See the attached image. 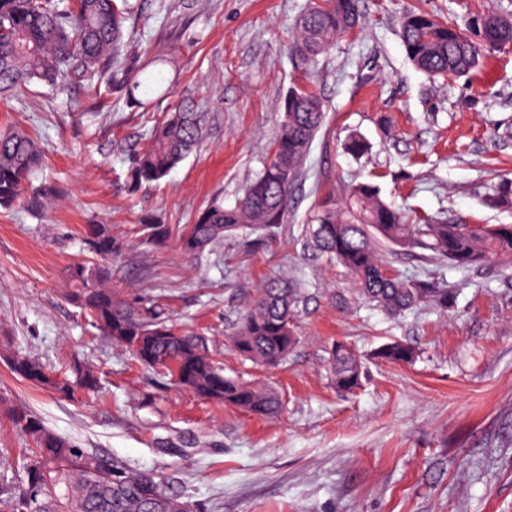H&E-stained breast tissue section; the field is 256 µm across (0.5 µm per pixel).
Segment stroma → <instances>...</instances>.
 <instances>
[{"label":"stroma","instance_id":"35a3bbf8","mask_svg":"<svg viewBox=\"0 0 512 512\" xmlns=\"http://www.w3.org/2000/svg\"><path fill=\"white\" fill-rule=\"evenodd\" d=\"M130 4L122 55L159 76L141 107L101 99L79 76L59 90L33 83L0 96V131L24 130L41 146L31 184L46 201L39 212L0 208V478H25L30 441L10 417L22 408L81 447L173 478L204 512H512V262L457 269L387 253L404 274L461 289L448 311L392 318L306 237L321 200L360 181L413 221L512 224V206L487 204L512 181V49L433 82L400 37L410 5L462 26L484 11L512 17V0H359L361 28L337 40L312 80L289 53L310 0ZM147 47L168 65H151ZM307 84L325 123L275 233L244 228L200 257L174 239L139 246L145 216L178 231L213 199L234 206L263 166L287 90ZM184 102L208 115L204 143L160 181L133 185L149 131ZM353 135L370 146L359 159L344 148ZM89 224L111 225L122 244L105 264L119 300L207 336L225 374L275 389L280 412L205 401L100 335L69 299V267L96 261L82 244ZM274 276L297 284L301 302L299 343L273 368L242 360L227 338ZM392 339L413 345L415 362L374 359ZM337 342L364 358L352 393L331 382ZM11 355L82 364L102 391L61 397L16 376Z\"/></svg>","mask_w":512,"mask_h":512}]
</instances>
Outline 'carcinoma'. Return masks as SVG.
Returning <instances> with one entry per match:
<instances>
[{"label":"carcinoma","instance_id":"cac0c4a2","mask_svg":"<svg viewBox=\"0 0 512 512\" xmlns=\"http://www.w3.org/2000/svg\"><path fill=\"white\" fill-rule=\"evenodd\" d=\"M357 2H311L291 41L300 68H315L339 37L359 26ZM128 9L127 0H0V95L19 93L34 81L61 88L77 74L104 84L109 96L141 103L137 93L150 87L151 78L138 79L119 55ZM401 38L419 70L432 78L459 77L476 69L485 53L512 46V19L483 13L461 28L414 8L402 17ZM323 117L322 100L313 87L288 90L269 157L238 204L226 208L216 201L182 231L179 240L193 241V255L212 251L245 225L262 233L283 223L288 197ZM206 125V114L188 106L172 113L136 158L132 182L164 178L203 141ZM40 162L41 151L31 137L19 131L0 132V207L21 197ZM488 203L512 206V181L499 184ZM314 223L313 244L351 274L368 304L389 316L421 306L446 311L455 304L458 289L442 280L401 274L383 259L384 247L428 251L462 269L512 258L511 224H488L483 234L441 218L414 224L385 202L371 181L349 186L340 197L323 201ZM169 236L164 224H144L139 243L155 249ZM84 243L89 252L101 257L121 248L107 224L87 225ZM77 268V273L69 271L74 284L70 301L90 317L94 327L130 350L142 364L163 370L180 387L203 399L261 416L278 411L276 392L224 374L205 337L178 329L159 313L145 316L113 298L110 290L87 287L91 277L106 278L103 268L84 264ZM298 298L299 289L293 284L267 281L230 337L235 351L258 364L280 365L299 343ZM376 356L408 364L415 360L416 351L395 340L379 346ZM329 360L337 390L351 392L361 385L362 361L354 350L338 342ZM9 366L20 378L68 398L78 392L93 394L98 388L94 372L82 365L72 366L70 378L57 377L24 357L9 358ZM13 424L32 440L34 448L33 459L25 465L24 482L0 484L9 512H170L172 503L184 500L163 476L135 472L116 458L81 448L26 411L16 412Z\"/></svg>","mask_w":512,"mask_h":512}]
</instances>
